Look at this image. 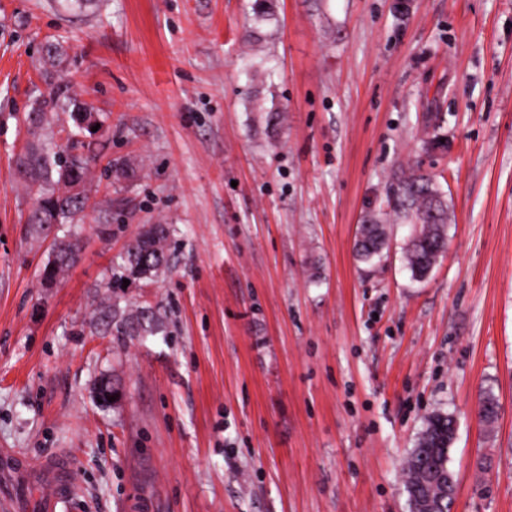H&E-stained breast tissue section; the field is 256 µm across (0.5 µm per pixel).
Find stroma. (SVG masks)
I'll list each match as a JSON object with an SVG mask.
<instances>
[{"mask_svg":"<svg viewBox=\"0 0 512 512\" xmlns=\"http://www.w3.org/2000/svg\"><path fill=\"white\" fill-rule=\"evenodd\" d=\"M252 2L0 0V448L67 464L57 512H409L402 468L443 410L452 512H512V0ZM54 40L112 233L88 213L45 288L15 159ZM411 165L452 210L422 280L391 206ZM369 214L388 240L363 262ZM145 224L170 269L127 297L163 327L116 336L95 312Z\"/></svg>","mask_w":512,"mask_h":512,"instance_id":"1","label":"stroma"}]
</instances>
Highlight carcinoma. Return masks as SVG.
I'll return each instance as SVG.
<instances>
[{
	"mask_svg": "<svg viewBox=\"0 0 512 512\" xmlns=\"http://www.w3.org/2000/svg\"><path fill=\"white\" fill-rule=\"evenodd\" d=\"M67 53L55 42L44 47L41 78L46 92L33 100L25 117L35 114L27 124L33 141L28 143L17 160L18 175L27 183L34 197L26 223L36 233L45 227L84 222L87 210L96 209L91 195L89 173L92 162L90 144L83 139L93 115L74 91L73 79L67 74ZM396 215L406 224H419V231L411 235L406 248V263L412 276L424 278L431 271L448 243L446 227L451 212L448 196L428 176L412 170L397 177ZM169 228L164 224H150L138 233L122 258L112 269L110 304L99 310L101 320L112 325L118 336H145L154 331V315L134 311L122 305L123 280L152 281L168 269ZM385 243V228L379 217L372 215L359 227L355 242L356 255L370 261L380 255ZM82 250V241L75 233L55 237L47 262L41 270V279L63 278L76 263L74 253ZM498 402L493 395L483 397L479 420L485 425L498 417ZM456 432L452 416L434 412L412 448L404 469L405 488L410 512H421L419 506L425 496L427 473L449 471L448 451Z\"/></svg>",
	"mask_w": 512,
	"mask_h": 512,
	"instance_id": "carcinoma-1",
	"label": "carcinoma"
}]
</instances>
